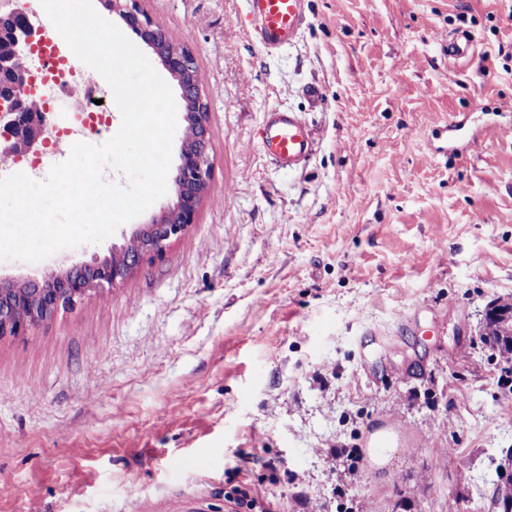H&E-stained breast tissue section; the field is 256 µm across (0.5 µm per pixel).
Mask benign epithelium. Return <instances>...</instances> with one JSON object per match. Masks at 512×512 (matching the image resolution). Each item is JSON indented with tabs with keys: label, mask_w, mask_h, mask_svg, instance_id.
<instances>
[{
	"label": "benign epithelium",
	"mask_w": 512,
	"mask_h": 512,
	"mask_svg": "<svg viewBox=\"0 0 512 512\" xmlns=\"http://www.w3.org/2000/svg\"><path fill=\"white\" fill-rule=\"evenodd\" d=\"M105 5L140 33L177 78L187 109L186 121L195 123L197 136L192 144H182L180 163L173 178L176 202L135 231V236L143 241L142 248L130 252L114 247L108 256L90 262H72L41 278L1 281L0 336L23 337L32 327L52 318L59 308L76 304L105 284L126 279L147 259L163 257L168 243L196 223L199 206L210 188L208 97L198 82L192 52L153 27L138 0H105ZM37 35L24 10L0 15V155L3 157L14 154L13 139L24 135L34 144L45 138L51 126L46 113L32 111L27 95L22 93L30 84V70L17 72L12 67L15 57L33 55Z\"/></svg>",
	"instance_id": "obj_1"
}]
</instances>
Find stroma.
Masks as SVG:
<instances>
[{"label":"stroma","mask_w":512,"mask_h":512,"mask_svg":"<svg viewBox=\"0 0 512 512\" xmlns=\"http://www.w3.org/2000/svg\"><path fill=\"white\" fill-rule=\"evenodd\" d=\"M309 2L269 54L243 0H140L195 57L210 190L162 258L0 337V512H237L239 487L269 512H503L512 362L484 334L512 300V0ZM278 108L320 133L292 174L250 143ZM174 201L0 275L107 256Z\"/></svg>","instance_id":"35a3bbf8"}]
</instances>
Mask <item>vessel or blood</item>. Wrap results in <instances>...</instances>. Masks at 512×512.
Listing matches in <instances>:
<instances>
[{
  "label": "vessel or blood",
  "mask_w": 512,
  "mask_h": 512,
  "mask_svg": "<svg viewBox=\"0 0 512 512\" xmlns=\"http://www.w3.org/2000/svg\"><path fill=\"white\" fill-rule=\"evenodd\" d=\"M244 14L250 35L269 53L294 42L307 25L306 0H245ZM98 84V73L84 68L81 83L71 87L66 97L71 104H80ZM255 138L264 157L275 168L288 172L304 168L317 143L302 113L284 109L265 112Z\"/></svg>",
  "instance_id": "1"
}]
</instances>
